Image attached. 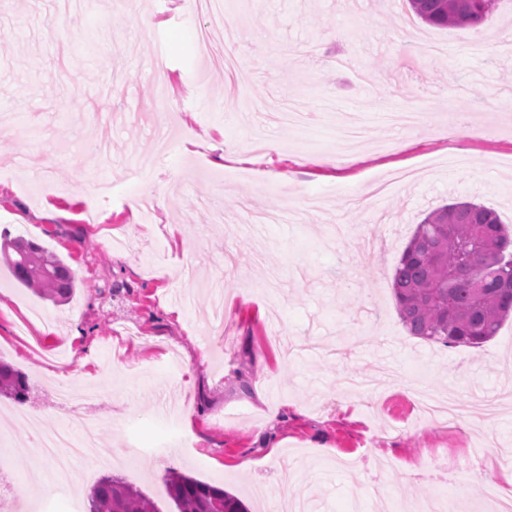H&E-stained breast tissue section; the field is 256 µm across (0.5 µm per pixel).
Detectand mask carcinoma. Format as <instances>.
I'll return each mask as SVG.
<instances>
[{"label":"carcinoma","instance_id":"cac0c4a2","mask_svg":"<svg viewBox=\"0 0 512 512\" xmlns=\"http://www.w3.org/2000/svg\"><path fill=\"white\" fill-rule=\"evenodd\" d=\"M496 0H409L414 14L435 27L482 25ZM15 279L41 295L65 301L74 293L69 266L55 253L26 241L7 260ZM400 318L412 336L447 347L479 348L512 314V236L497 212L455 202L429 212L405 246L393 274ZM0 394L26 403L27 378L0 363ZM177 512H249L224 488L178 471L165 479ZM86 512H161L141 490L117 476L92 487Z\"/></svg>","mask_w":512,"mask_h":512}]
</instances>
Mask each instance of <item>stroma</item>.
Masks as SVG:
<instances>
[{
  "mask_svg": "<svg viewBox=\"0 0 512 512\" xmlns=\"http://www.w3.org/2000/svg\"><path fill=\"white\" fill-rule=\"evenodd\" d=\"M224 20L229 79L197 54L223 26L183 0H0V231L76 281L55 302L0 261V362L27 376L42 431L71 414L53 390L64 360L94 390L100 456L162 447L120 473L161 512L172 468L249 512L301 483L312 512L425 508L443 484L463 490L454 512H490L476 491L494 455L426 462L487 438L512 449V319L478 349L410 336L392 274L438 206L481 203L512 228V0L476 28L426 25L407 0H224ZM462 116L472 136H449ZM159 129L171 149L137 178ZM416 388L465 404L467 428L426 421ZM269 428L278 449L255 444ZM48 467L8 459L0 512H80L109 473L79 460L19 497Z\"/></svg>",
  "mask_w": 512,
  "mask_h": 512,
  "instance_id": "35a3bbf8",
  "label": "stroma"
}]
</instances>
